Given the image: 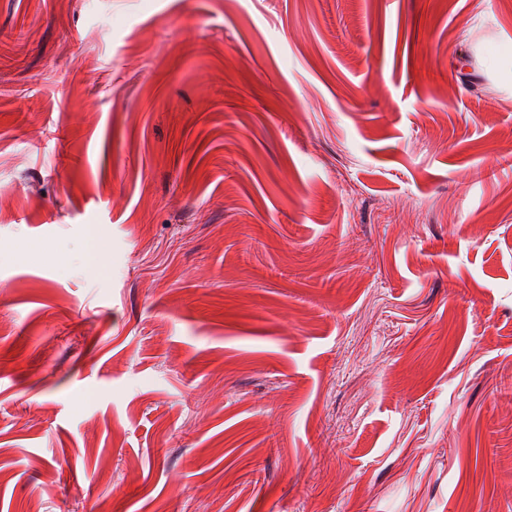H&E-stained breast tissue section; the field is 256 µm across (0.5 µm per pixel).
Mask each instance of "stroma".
I'll return each mask as SVG.
<instances>
[{"instance_id": "1", "label": "stroma", "mask_w": 512, "mask_h": 512, "mask_svg": "<svg viewBox=\"0 0 512 512\" xmlns=\"http://www.w3.org/2000/svg\"><path fill=\"white\" fill-rule=\"evenodd\" d=\"M0 512H512V0H0Z\"/></svg>"}]
</instances>
